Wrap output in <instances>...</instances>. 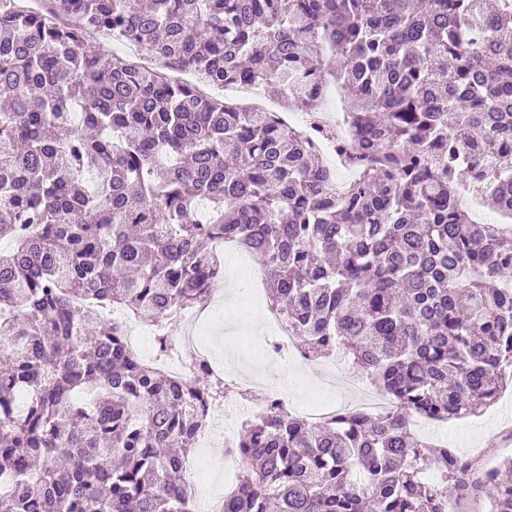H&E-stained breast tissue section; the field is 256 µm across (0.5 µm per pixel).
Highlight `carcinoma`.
I'll use <instances>...</instances> for the list:
<instances>
[{
  "mask_svg": "<svg viewBox=\"0 0 512 512\" xmlns=\"http://www.w3.org/2000/svg\"><path fill=\"white\" fill-rule=\"evenodd\" d=\"M41 2L0 0V512H192L183 462L224 385L102 312L181 357L165 316L205 306L221 239L261 257L307 358L393 401L242 421L228 512H454L469 486L512 512L511 457L475 481L409 427L483 411L512 371V233L460 199L512 221V0ZM251 81L303 112L346 93L343 194L305 135L201 92Z\"/></svg>",
  "mask_w": 512,
  "mask_h": 512,
  "instance_id": "obj_1",
  "label": "carcinoma"
}]
</instances>
